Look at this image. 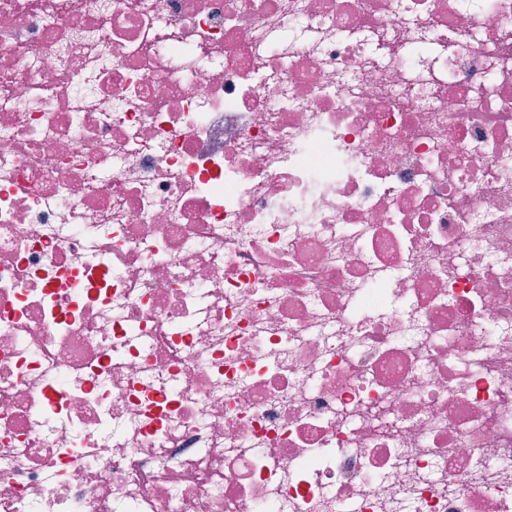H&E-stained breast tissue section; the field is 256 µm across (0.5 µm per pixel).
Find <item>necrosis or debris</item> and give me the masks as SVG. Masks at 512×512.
I'll use <instances>...</instances> for the list:
<instances>
[{"label": "necrosis or debris", "instance_id": "4bbe7bcc", "mask_svg": "<svg viewBox=\"0 0 512 512\" xmlns=\"http://www.w3.org/2000/svg\"><path fill=\"white\" fill-rule=\"evenodd\" d=\"M0 512H512V0H0Z\"/></svg>", "mask_w": 512, "mask_h": 512}]
</instances>
